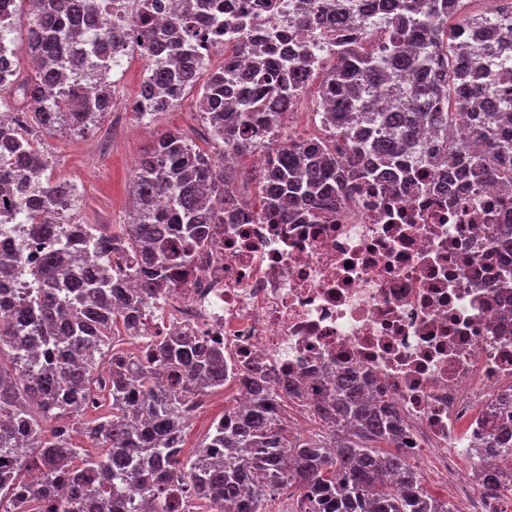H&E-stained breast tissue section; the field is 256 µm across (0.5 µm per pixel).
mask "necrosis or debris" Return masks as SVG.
<instances>
[{"label": "necrosis or debris", "mask_w": 512, "mask_h": 512, "mask_svg": "<svg viewBox=\"0 0 512 512\" xmlns=\"http://www.w3.org/2000/svg\"><path fill=\"white\" fill-rule=\"evenodd\" d=\"M244 17L246 34L224 33V54L243 36L294 33L291 8ZM422 187L350 186L335 212L306 224H275L254 203L210 225L212 244L192 254L195 272L146 320L144 336H203L233 370L254 365L316 392L353 372L394 405L404 452L472 503L496 512L481 484L479 455L496 422L492 405L512 388V255L496 228L512 219V194L461 178L436 188L438 172L417 160Z\"/></svg>", "instance_id": "obj_1"}]
</instances>
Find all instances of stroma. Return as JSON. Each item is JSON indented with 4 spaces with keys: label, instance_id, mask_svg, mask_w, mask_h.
I'll return each mask as SVG.
<instances>
[{
    "label": "stroma",
    "instance_id": "35a3bbf8",
    "mask_svg": "<svg viewBox=\"0 0 512 512\" xmlns=\"http://www.w3.org/2000/svg\"><path fill=\"white\" fill-rule=\"evenodd\" d=\"M197 98V92H190L177 107L145 120L146 132L133 151L127 148L126 126L110 115L79 136L63 129L39 133L38 139L52 160V178L73 183L78 189L76 213L83 223L116 232L129 222L135 163L161 134L176 130L201 149L211 150V142L200 134L203 122L196 110Z\"/></svg>",
    "mask_w": 512,
    "mask_h": 512
}]
</instances>
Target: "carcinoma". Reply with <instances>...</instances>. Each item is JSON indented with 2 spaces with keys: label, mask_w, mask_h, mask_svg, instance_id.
Returning a JSON list of instances; mask_svg holds the SVG:
<instances>
[{
  "label": "carcinoma",
  "mask_w": 512,
  "mask_h": 512,
  "mask_svg": "<svg viewBox=\"0 0 512 512\" xmlns=\"http://www.w3.org/2000/svg\"><path fill=\"white\" fill-rule=\"evenodd\" d=\"M20 1L29 4L25 45L38 64L34 78L0 85L26 112L20 131L0 124V147L10 158L0 181L15 186L12 207L27 202L24 188L39 189L43 217L30 230L60 240L66 232L52 209L62 200L76 205L78 195L69 182L45 176L51 158L30 133L82 131L111 111L110 85L99 81L96 53L86 46L90 33L104 27L110 44H125V34L106 27L94 0H0V36L13 32ZM218 6L219 0H178L180 15L160 28L156 0L139 3L136 46L151 59L137 115L165 112L202 84L197 108L223 143L224 162L179 132L161 135L134 167L129 223L118 234H98L91 224L81 234L80 242L122 261L83 265L78 251L51 250L32 269L41 287L0 312V512H158L182 491L177 479L197 488V512L210 503L220 512H267L290 484L300 489L299 512H454L425 490L399 450L403 430L394 409L371 401L352 374L311 400L295 384L252 376L249 407L225 409L185 457L183 414L224 387V355L204 337L185 334L145 336L137 350L114 347L105 356L107 341L135 331L142 307L192 275L190 251L209 246L207 225L240 205L230 162L262 145L268 157L257 172L261 209L274 223L290 224L315 215L319 203L336 207L339 190L360 177L408 183L417 129L438 140L452 127L453 112L430 111L429 104L451 98L454 112L470 115L466 138L480 149L433 147L426 154L436 169H448L450 184L463 173L478 186L493 181L512 189V70L497 73L485 96L464 88L473 76L454 68L467 54L500 53L494 43L471 45L490 24L483 15L457 19V0H292L298 24L327 31L333 52L314 57L306 45L284 47V38L265 56L246 42L248 62L264 72L254 83L235 59L203 76L205 59L195 44L224 31ZM368 24L387 30L385 44L370 51L360 37ZM317 75L324 137L261 141ZM389 76L390 101L371 98L372 83ZM161 196L169 200L165 210L155 206ZM20 262L17 251L0 254V293ZM132 275L137 286L129 288ZM290 400L329 436L291 435L281 419ZM91 413L81 433L102 449L95 455L74 444L68 423ZM379 443L392 451H380ZM20 446L26 455L18 457ZM485 447L512 449V427L499 428ZM32 468L44 474L43 487L25 477ZM502 478L487 469L485 494L512 491ZM128 484L140 495L138 507L118 497Z\"/></svg>",
  "instance_id": "obj_1"
}]
</instances>
